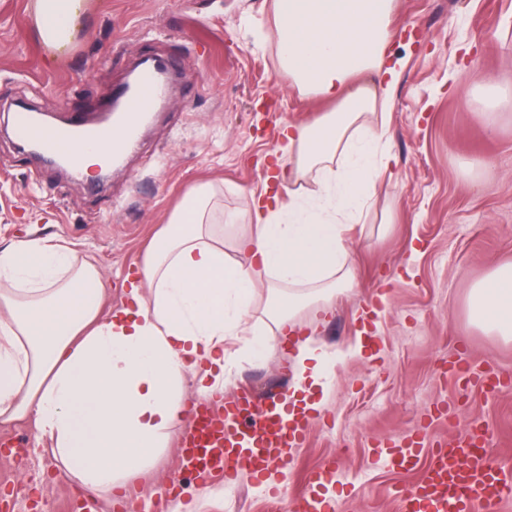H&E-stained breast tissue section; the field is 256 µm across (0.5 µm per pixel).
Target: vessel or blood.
I'll return each instance as SVG.
<instances>
[{
	"label": "vessel or blood",
	"instance_id": "b4317fda",
	"mask_svg": "<svg viewBox=\"0 0 512 512\" xmlns=\"http://www.w3.org/2000/svg\"><path fill=\"white\" fill-rule=\"evenodd\" d=\"M163 94L160 77L147 68L133 84L116 90L120 110L112 121L77 112L48 125L21 107L13 113L12 132L19 143L34 147L46 159L65 161L76 172L80 150L90 144L100 145L109 161L122 158L136 139L141 120L155 112ZM189 415L190 424L178 439V472L167 485L173 499L182 490L185 472L196 478L223 477L230 488L239 469L261 475L274 462H288L302 447L310 425L308 415L289 404L284 391L258 403L244 390L218 408L197 401ZM489 437L488 430L477 428L451 447L429 449L420 426L404 443L379 442L378 458L390 470H406L421 460L426 463L418 482L399 494L397 512H500L502 501L512 496V477L495 462ZM338 481L335 464L312 471L293 499V512H327L325 494Z\"/></svg>",
	"mask_w": 512,
	"mask_h": 512
}]
</instances>
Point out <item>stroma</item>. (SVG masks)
Here are the masks:
<instances>
[{
  "mask_svg": "<svg viewBox=\"0 0 512 512\" xmlns=\"http://www.w3.org/2000/svg\"><path fill=\"white\" fill-rule=\"evenodd\" d=\"M272 0H90L70 49L51 58L38 38L31 0H0V249L45 239L95 257L113 298L168 223L186 190L211 184L219 208L245 210L265 188L278 127L309 125L330 103L301 90L283 68ZM393 51L406 57L388 113L390 177L368 224L347 232L355 284L337 291L320 324L301 313L294 335L336 351L324 369L326 403L306 445L289 460L290 491L334 461L341 512H397L396 490L419 470L394 473L376 461V440L403 439L422 423L430 443L453 442L475 426L512 470V341L473 324L468 295L512 261V0H397ZM172 62V86L126 162L99 189L24 153L8 128L23 105L63 116L98 114L132 63ZM495 132H488V123ZM377 312L363 356L347 355L357 313ZM292 347L276 343L259 361L238 357L235 386L256 396L291 384ZM459 359L470 372L494 368L506 387L490 393L443 373ZM447 415H439L440 406ZM155 464L128 484L154 507L174 472L180 428ZM78 487L51 450L0 459V507L8 512H79ZM193 512H291L264 499L240 474L223 498L192 481Z\"/></svg>",
  "mask_w": 512,
  "mask_h": 512,
  "instance_id": "35a3bbf8",
  "label": "stroma"
}]
</instances>
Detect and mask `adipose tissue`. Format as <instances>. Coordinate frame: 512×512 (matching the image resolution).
I'll use <instances>...</instances> for the list:
<instances>
[{"mask_svg": "<svg viewBox=\"0 0 512 512\" xmlns=\"http://www.w3.org/2000/svg\"><path fill=\"white\" fill-rule=\"evenodd\" d=\"M85 0H33L37 34L69 44ZM282 65L300 88L335 102L316 122L285 125L272 167L277 193L243 211L236 240L249 264L228 258L210 186L192 188L111 310L99 265L68 247L22 240L0 249V423L29 424L64 474L97 495L126 489L155 461L183 418L187 381L220 401L233 355L263 359L275 332L310 310L322 322L336 290L352 287L345 233L366 219L392 160L374 122L401 69L391 54L394 0H272ZM313 179L312 194L298 183ZM266 288L270 328L249 320ZM472 321L512 338V263L469 294ZM336 355L299 342L292 393L319 385Z\"/></svg>", "mask_w": 512, "mask_h": 512, "instance_id": "ef3b65f1", "label": "adipose tissue"}]
</instances>
